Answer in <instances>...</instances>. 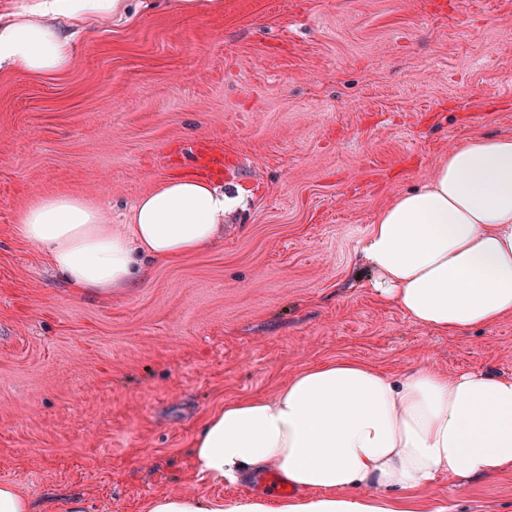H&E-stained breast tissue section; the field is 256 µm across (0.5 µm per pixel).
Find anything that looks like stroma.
Listing matches in <instances>:
<instances>
[{
	"instance_id": "1",
	"label": "stroma",
	"mask_w": 512,
	"mask_h": 512,
	"mask_svg": "<svg viewBox=\"0 0 512 512\" xmlns=\"http://www.w3.org/2000/svg\"><path fill=\"white\" fill-rule=\"evenodd\" d=\"M60 26L66 68L0 71V480L39 512L264 494L257 476H201L192 441L311 365L512 378V315L440 334L381 303L358 264L380 209L458 144L512 138V0H127ZM202 146L245 206L216 246L147 262L135 287L72 288L14 232L54 194L123 223ZM417 496L512 512V469Z\"/></svg>"
}]
</instances>
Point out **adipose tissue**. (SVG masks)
Returning a JSON list of instances; mask_svg holds the SVG:
<instances>
[{"label": "adipose tissue", "instance_id": "adipose-tissue-1", "mask_svg": "<svg viewBox=\"0 0 512 512\" xmlns=\"http://www.w3.org/2000/svg\"><path fill=\"white\" fill-rule=\"evenodd\" d=\"M123 0H37L0 24V69L67 67L54 21L118 13ZM241 193L179 176L135 203L128 223L65 194L18 216L19 237L42 249L73 287L97 296L133 287L144 258L173 261L213 246ZM374 294L440 333L512 315V139L474 137L420 188L383 208L362 247ZM199 474L235 482L279 471L296 498L163 496L148 512H422L411 493L437 476L462 480L512 468V379L454 377L421 365L392 377L354 360L315 365L270 399L244 398L211 415L193 442ZM405 497H395V490Z\"/></svg>", "mask_w": 512, "mask_h": 512}]
</instances>
